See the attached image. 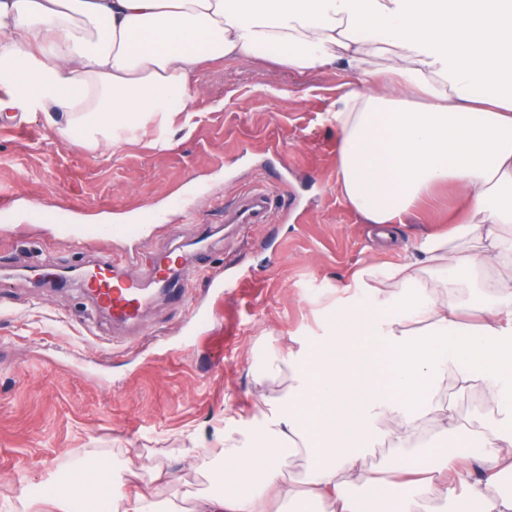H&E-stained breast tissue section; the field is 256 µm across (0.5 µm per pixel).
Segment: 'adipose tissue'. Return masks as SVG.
<instances>
[{
  "instance_id": "1",
  "label": "adipose tissue",
  "mask_w": 512,
  "mask_h": 512,
  "mask_svg": "<svg viewBox=\"0 0 512 512\" xmlns=\"http://www.w3.org/2000/svg\"><path fill=\"white\" fill-rule=\"evenodd\" d=\"M399 47L401 84L424 104L347 91L331 104L342 138L338 189L366 223H404L434 190L455 188L465 218L428 236L421 261L386 270L401 291L363 283L364 296L337 317L296 368L286 413L266 427L261 451L239 455L231 438L197 450L220 481L216 458H232L235 481L183 508L154 492L113 494L98 460L46 497L54 512L76 498L108 512H268L270 497L308 512H361L353 488L380 487L361 465L362 443L391 442L400 495L380 512H414L446 498L473 512H512V0H0V112L67 115V141L117 143L188 110V89L208 60L254 54L305 72L341 65L376 81L370 57ZM448 257L451 281L477 303L419 280ZM423 325L421 336L410 334ZM478 390L493 409L459 419L438 392ZM386 417L377 430L373 422ZM304 448V486L284 479L282 450Z\"/></svg>"
}]
</instances>
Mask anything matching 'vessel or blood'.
I'll return each mask as SVG.
<instances>
[{
  "label": "vessel or blood",
  "instance_id": "b4317fda",
  "mask_svg": "<svg viewBox=\"0 0 512 512\" xmlns=\"http://www.w3.org/2000/svg\"><path fill=\"white\" fill-rule=\"evenodd\" d=\"M276 199L268 191L255 189L238 196L224 207V222L229 226L269 223ZM196 266L178 260L144 261L140 254L103 256L89 266L60 271L61 280H79L93 293L98 306L108 311L114 322L140 321L154 296L167 293L186 300L199 277Z\"/></svg>",
  "mask_w": 512,
  "mask_h": 512
}]
</instances>
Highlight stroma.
<instances>
[{
	"instance_id": "stroma-1",
	"label": "stroma",
	"mask_w": 512,
	"mask_h": 512,
	"mask_svg": "<svg viewBox=\"0 0 512 512\" xmlns=\"http://www.w3.org/2000/svg\"><path fill=\"white\" fill-rule=\"evenodd\" d=\"M358 87L338 67L301 75L244 55L203 66L191 123L175 115L166 131L151 123L109 147L69 144L39 112L0 117V193L37 208L25 223H0V503L24 512L25 495L49 494L98 458L127 494L149 486L187 506L215 491L195 448L221 428L249 452L288 409L289 350L327 335L355 274L399 264L447 231L459 205L451 190L387 240L341 196L329 106ZM261 186L278 199L271 223L225 231V204ZM156 208L159 221L135 239L78 245L54 220ZM196 236L210 247L196 257L190 301L158 297L142 328L117 335L78 282L34 278L103 254H163ZM131 447L149 457L134 477L124 471ZM159 468L167 480H155Z\"/></svg>"
}]
</instances>
